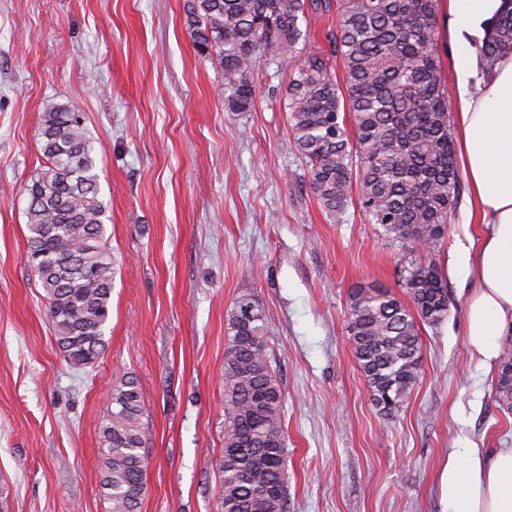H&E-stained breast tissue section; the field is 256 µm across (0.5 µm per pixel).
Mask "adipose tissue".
<instances>
[{
	"label": "adipose tissue",
	"mask_w": 512,
	"mask_h": 512,
	"mask_svg": "<svg viewBox=\"0 0 512 512\" xmlns=\"http://www.w3.org/2000/svg\"><path fill=\"white\" fill-rule=\"evenodd\" d=\"M446 31L457 72L452 111L458 158L470 194L467 223L484 230L449 261L450 274L474 276L465 345L484 366L496 365L512 334V55L483 72L476 39L484 38L503 0H446ZM439 480L444 512H512V448H458Z\"/></svg>",
	"instance_id": "1"
}]
</instances>
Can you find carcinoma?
I'll use <instances>...</instances> for the list:
<instances>
[{
    "label": "carcinoma",
    "mask_w": 512,
    "mask_h": 512,
    "mask_svg": "<svg viewBox=\"0 0 512 512\" xmlns=\"http://www.w3.org/2000/svg\"><path fill=\"white\" fill-rule=\"evenodd\" d=\"M504 4L479 47L486 69L512 54V0ZM333 9L329 51L299 47L307 42L301 22L308 14ZM184 13L197 50L224 69L228 111L253 106L257 57L269 55L290 71L289 126L316 199L341 223L359 188L369 223L413 255L400 271L408 301L375 282L354 285L347 301L356 363L380 414L393 417L422 373L418 321L436 324L448 314V284L433 255L446 238L461 182L438 49V0H185ZM37 137L46 166L26 187L25 261L35 264L59 350L81 370L106 348L115 274L106 207L82 115L48 103ZM509 369L511 340L499 359L495 402L512 410ZM222 383L216 512H288L284 394L270 360L266 315L253 295L233 303ZM144 416L136 379L112 387L99 429L108 512H140L148 469Z\"/></svg>",
    "instance_id": "obj_1"
}]
</instances>
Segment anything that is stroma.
<instances>
[{
    "label": "stroma",
    "instance_id": "stroma-1",
    "mask_svg": "<svg viewBox=\"0 0 512 512\" xmlns=\"http://www.w3.org/2000/svg\"><path fill=\"white\" fill-rule=\"evenodd\" d=\"M185 0H0V488L11 512H107L98 431L114 384L147 408L141 512H215L225 327L254 295L284 392L288 512H443L450 451L512 448V412L465 347L472 278L423 325V374L392 418L349 340L347 295L402 293L405 252L351 204L333 223L304 177L289 72L258 57L247 112L224 107ZM82 113L115 261L106 351L64 360L27 266L26 186L45 160L43 105Z\"/></svg>",
    "mask_w": 512,
    "mask_h": 512
}]
</instances>
